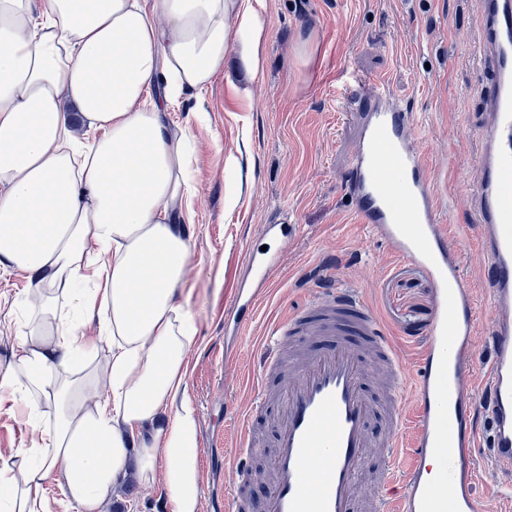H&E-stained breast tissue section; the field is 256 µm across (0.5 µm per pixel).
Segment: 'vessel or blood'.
<instances>
[{"label":"vessel or blood","mask_w":512,"mask_h":512,"mask_svg":"<svg viewBox=\"0 0 512 512\" xmlns=\"http://www.w3.org/2000/svg\"><path fill=\"white\" fill-rule=\"evenodd\" d=\"M481 16L488 120L471 200L488 260L486 300L478 302L448 243L434 185L409 139L411 112L381 83L356 95L362 131L347 173L355 213L391 253L426 270L434 314L411 364L352 288L325 289L276 325L287 355L265 360L248 416L225 409L240 420L230 455L246 479L257 449L253 416L275 408L262 512H489L475 491L484 470L512 501V0H481ZM250 263L255 287L234 294L224 320L230 336L254 315L281 257L256 251ZM484 307L493 315L486 359L475 340ZM377 373L374 398L367 387Z\"/></svg>","instance_id":"1"}]
</instances>
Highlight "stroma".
Returning <instances> with one entry per match:
<instances>
[{
	"label": "stroma",
	"instance_id": "obj_1",
	"mask_svg": "<svg viewBox=\"0 0 512 512\" xmlns=\"http://www.w3.org/2000/svg\"><path fill=\"white\" fill-rule=\"evenodd\" d=\"M269 21L268 65L254 82L224 72L203 98L171 109L172 129L190 128L197 154L191 263L185 286L197 341L188 393L200 449L199 512H222L229 486L225 455L233 436L225 402L251 404L255 371L276 347L271 331L321 288L325 270L360 291L406 359L424 345L433 284L418 264L392 255L353 214L346 173L357 139L349 88L385 81L412 113L413 142L440 203L471 189L485 108L475 57L478 0H259ZM251 95H244V88ZM239 201L227 207V187ZM276 219L298 227L269 295L244 334L238 363L224 362V312L248 278L250 249ZM473 287L485 285L479 229L466 204L448 226ZM28 280L0 269V370L11 361Z\"/></svg>",
	"mask_w": 512,
	"mask_h": 512
}]
</instances>
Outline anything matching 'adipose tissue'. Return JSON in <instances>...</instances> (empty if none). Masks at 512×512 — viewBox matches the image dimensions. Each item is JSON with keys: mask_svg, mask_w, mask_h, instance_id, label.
Listing matches in <instances>:
<instances>
[{"mask_svg": "<svg viewBox=\"0 0 512 512\" xmlns=\"http://www.w3.org/2000/svg\"><path fill=\"white\" fill-rule=\"evenodd\" d=\"M268 38L253 0H0V267L29 280L0 373L28 426L0 453L8 512L53 484L73 512L158 484L199 512L194 136L166 116L227 67L256 79Z\"/></svg>", "mask_w": 512, "mask_h": 512, "instance_id": "adipose-tissue-1", "label": "adipose tissue"}]
</instances>
